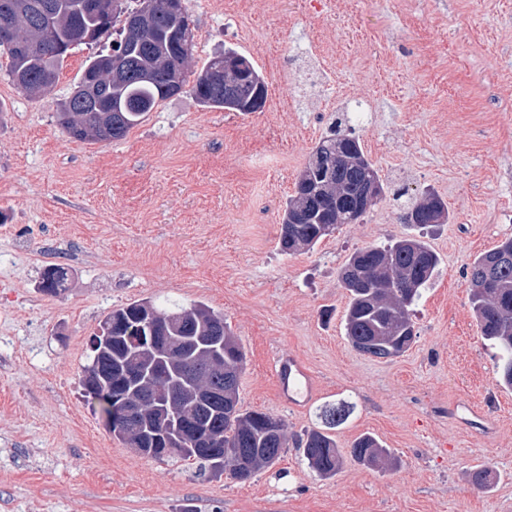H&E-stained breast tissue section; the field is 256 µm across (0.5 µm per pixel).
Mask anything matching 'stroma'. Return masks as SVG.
I'll list each match as a JSON object with an SVG mask.
<instances>
[{"label": "stroma", "mask_w": 512, "mask_h": 512, "mask_svg": "<svg viewBox=\"0 0 512 512\" xmlns=\"http://www.w3.org/2000/svg\"><path fill=\"white\" fill-rule=\"evenodd\" d=\"M319 1L185 0L189 73L244 54L264 107L210 110L186 91L109 143L70 138L56 119L96 46L75 49L42 98L0 57V512H512V389L496 382L467 279L512 237V0ZM334 127L359 140L385 193L357 223L284 253L287 200ZM428 192L449 218L421 233L403 215ZM417 234L440 265L414 307L415 342L364 355L345 337L341 270L357 249ZM51 264L69 271L57 297L38 290ZM168 299L223 314L246 351L241 410L287 425L286 452L250 481L137 454L84 394L106 315ZM288 353L325 389L301 412L276 393L273 360ZM341 402L354 406L333 432L343 465L323 479L297 442ZM364 433L396 468L349 456Z\"/></svg>", "instance_id": "1"}]
</instances>
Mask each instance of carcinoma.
<instances>
[{
  "instance_id": "cac0c4a2",
  "label": "carcinoma",
  "mask_w": 512,
  "mask_h": 512,
  "mask_svg": "<svg viewBox=\"0 0 512 512\" xmlns=\"http://www.w3.org/2000/svg\"><path fill=\"white\" fill-rule=\"evenodd\" d=\"M87 0H0V17L15 19L16 41H0V53L8 59L7 74L22 91L35 97L51 93L60 68L71 51L83 44H100L122 22L112 47L89 58L71 96L61 105L57 120L73 139L96 137L118 140L138 125L160 101L175 96L174 69L186 68L188 56L180 44L193 37L185 9L168 11L156 0L157 15L134 27L139 7L128 0H115L112 12L91 14ZM232 68L216 74L220 60ZM213 57L195 76L190 92L205 108L226 112H257L266 100V84L250 60L234 51ZM302 170L295 192L286 204L280 238L297 252L310 249L338 224H353L375 204L366 201L372 186L383 194L384 186L374 164L359 141L335 129L316 147ZM405 223L424 229L448 220V207L429 193L417 200L404 217ZM438 255L425 241L410 236L393 243L371 245L356 251L341 273L348 294L344 315L345 335L358 351L375 358H392L406 352L414 342L412 307L439 266ZM68 269L49 265L41 273L40 291L56 297L64 292ZM470 301L481 335L498 352L499 382L512 388V238L475 258L469 274ZM156 316L159 336H198L208 332L224 337V362L214 364L200 352L191 371L196 387L204 390L208 409L196 408L191 418H206L209 432L218 438L219 456L194 449L190 442L164 449L157 459L177 456L208 468L212 474H227L238 482L251 480L257 472L273 466L287 448L284 421L272 414L238 408V388L246 365V353L238 337L224 325V318L204 304L165 309L150 300L130 303L109 313L102 325L114 321L120 328L107 352L89 357L85 368L104 371L116 378L130 358L147 363L148 353H138L126 333L140 311ZM350 414L341 404L327 407L322 415L326 428L312 429L299 440L308 467L321 478L336 476L343 456L330 430ZM350 456L366 466L394 465L390 449L370 434L357 437Z\"/></svg>"
}]
</instances>
